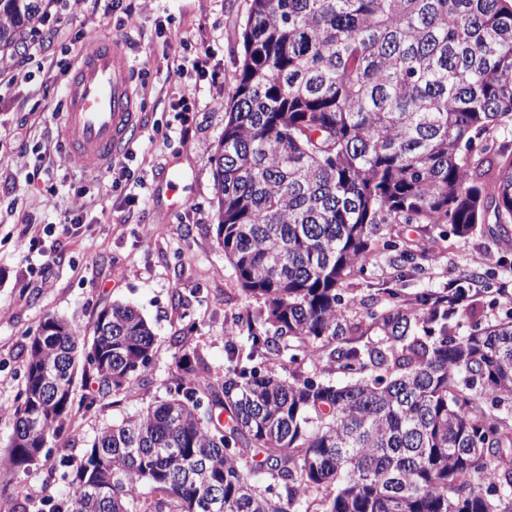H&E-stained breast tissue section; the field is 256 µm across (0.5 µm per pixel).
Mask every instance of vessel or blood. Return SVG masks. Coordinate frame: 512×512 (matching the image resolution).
I'll use <instances>...</instances> for the list:
<instances>
[{
	"label": "vessel or blood",
	"mask_w": 512,
	"mask_h": 512,
	"mask_svg": "<svg viewBox=\"0 0 512 512\" xmlns=\"http://www.w3.org/2000/svg\"><path fill=\"white\" fill-rule=\"evenodd\" d=\"M125 43L100 37L85 51L66 86L68 153L84 167L111 162L136 124V100Z\"/></svg>",
	"instance_id": "obj_1"
}]
</instances>
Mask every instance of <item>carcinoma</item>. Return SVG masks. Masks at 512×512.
Segmentation results:
<instances>
[{
  "instance_id": "carcinoma-1",
  "label": "carcinoma",
  "mask_w": 512,
  "mask_h": 512,
  "mask_svg": "<svg viewBox=\"0 0 512 512\" xmlns=\"http://www.w3.org/2000/svg\"><path fill=\"white\" fill-rule=\"evenodd\" d=\"M42 2L0 0V50ZM213 161L217 240L259 309L227 329L224 375L186 367L103 427L54 512H512V309L457 337L441 297L414 313L391 291L361 320L343 297L381 254L424 271L432 247L392 224L512 244V0H250ZM153 346L126 304L84 345L46 316L10 461L60 435L77 378L118 396Z\"/></svg>"
}]
</instances>
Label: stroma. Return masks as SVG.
<instances>
[{"mask_svg":"<svg viewBox=\"0 0 512 512\" xmlns=\"http://www.w3.org/2000/svg\"><path fill=\"white\" fill-rule=\"evenodd\" d=\"M50 14L25 24L8 52H0V407H12L21 388L24 338L45 316L67 320L92 336L97 316L112 303L134 306L155 333L149 369L123 393L120 405L99 396L91 381L78 380L60 438L32 464L0 469V499L24 503L27 512H49L63 496L73 463L105 424L120 421L166 397L189 355L196 368L224 374L225 329L256 301L245 299L216 237V186L211 162L224 133V105L234 87L233 52L249 0H45ZM59 34L50 48L26 57L25 45L47 28ZM124 37L131 58L140 121L115 168L127 170L113 187L114 168L90 175L63 147L59 89L70 73L62 60L105 34ZM210 57L205 75L172 70L174 59ZM195 86L191 111L180 103L183 86ZM180 160L179 175L169 164ZM88 185L86 196L73 189ZM81 222L63 230L67 213ZM42 234L44 253L54 255L40 273L41 255L29 253L25 226ZM447 240L425 263L422 276L374 260L349 280L350 311L362 300L386 302L399 289L408 307L443 295L448 281L478 271L484 279L465 302L449 306L453 335L475 324L494 323L512 307V247L488 228L460 238L443 226Z\"/></svg>","mask_w":512,"mask_h":512,"instance_id":"stroma-1","label":"stroma"}]
</instances>
